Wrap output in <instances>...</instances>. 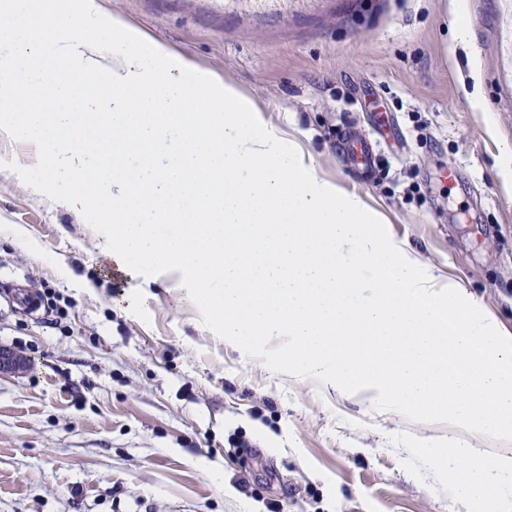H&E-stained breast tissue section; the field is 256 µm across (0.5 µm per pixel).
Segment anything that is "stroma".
Listing matches in <instances>:
<instances>
[{"label":"stroma","instance_id":"35a3bbf8","mask_svg":"<svg viewBox=\"0 0 512 512\" xmlns=\"http://www.w3.org/2000/svg\"><path fill=\"white\" fill-rule=\"evenodd\" d=\"M104 4L239 85L512 331V0ZM0 346L29 361L0 374V512H467L390 442L446 425L271 371L203 324L180 272L118 268L82 214L1 174Z\"/></svg>","mask_w":512,"mask_h":512}]
</instances>
